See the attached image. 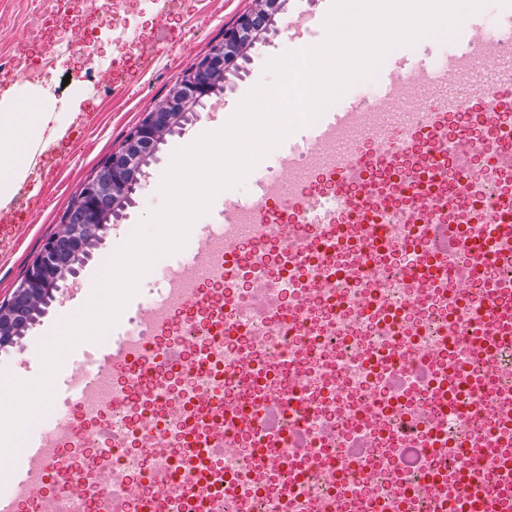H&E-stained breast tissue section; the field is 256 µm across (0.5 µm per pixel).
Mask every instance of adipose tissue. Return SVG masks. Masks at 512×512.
I'll list each match as a JSON object with an SVG mask.
<instances>
[{
  "label": "adipose tissue",
  "instance_id": "adipose-tissue-1",
  "mask_svg": "<svg viewBox=\"0 0 512 512\" xmlns=\"http://www.w3.org/2000/svg\"><path fill=\"white\" fill-rule=\"evenodd\" d=\"M41 96L28 97L24 108H17L12 90L0 94V209L7 205L15 183L24 177L15 167L16 156L29 151L41 137L50 120Z\"/></svg>",
  "mask_w": 512,
  "mask_h": 512
}]
</instances>
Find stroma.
<instances>
[{"mask_svg":"<svg viewBox=\"0 0 512 512\" xmlns=\"http://www.w3.org/2000/svg\"><path fill=\"white\" fill-rule=\"evenodd\" d=\"M327 3L328 0H286L255 48L237 59L235 67L227 72L223 91L197 108L182 129L166 137L131 202L113 218L109 235L91 250L80 267L78 279L85 285L83 292L62 289L25 336L12 347L0 350V385L16 377L15 367L23 360L30 362L33 374H40L42 344L87 302L102 272L101 259L114 254L126 242L128 229L161 204L159 185L172 152L201 135L212 121L215 105L233 110L257 84L270 83L273 76L265 69L267 60L296 47L295 41L286 37L291 17L307 13L321 19ZM252 6L253 0H168V16L161 24L153 0H131V19L137 35L134 45H114L105 37L96 43L91 58H53L43 75L42 87L67 132L57 142L35 146L23 159L26 177L8 207L0 209V300L10 296L45 240L59 230L71 197L121 147L144 113L165 100L183 70L222 43L225 29ZM60 34L76 41L81 29L60 19L43 23L31 0H0V57L12 56L18 48L27 51L17 66L0 71V88H22L25 71L43 57L44 42ZM446 44V39L428 37L415 46L393 49L377 77L365 81V88L379 87L383 76L399 61L431 59Z\"/></svg>","mask_w":512,"mask_h":512,"instance_id":"1","label":"stroma"}]
</instances>
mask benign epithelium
<instances>
[{
    "instance_id": "obj_1",
    "label": "benign epithelium",
    "mask_w": 512,
    "mask_h": 512,
    "mask_svg": "<svg viewBox=\"0 0 512 512\" xmlns=\"http://www.w3.org/2000/svg\"><path fill=\"white\" fill-rule=\"evenodd\" d=\"M282 0H255L254 7L224 31V43L215 46L200 62L174 81L167 98L145 114L121 148L112 152L97 177L77 192L80 218L65 214L58 233L48 238L37 258L27 267L23 280L11 296L0 302V348L13 344L20 329L29 328L28 308L55 297L61 284L77 274L88 258L87 246L100 242L112 227L117 205L135 191L137 176L162 135V111L177 112L198 104L222 89L226 72L235 59L255 44V28L267 14L277 13Z\"/></svg>"
}]
</instances>
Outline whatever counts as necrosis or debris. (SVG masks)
<instances>
[{"instance_id":"obj_1","label":"necrosis or debris","mask_w":512,"mask_h":512,"mask_svg":"<svg viewBox=\"0 0 512 512\" xmlns=\"http://www.w3.org/2000/svg\"><path fill=\"white\" fill-rule=\"evenodd\" d=\"M35 7L86 30L79 44L58 39L57 54H88L104 33L134 38L112 9L85 0ZM446 110L458 124L415 145L398 127L362 139L358 155L378 149L382 159L359 180L310 191L331 207L330 222L297 209L265 216L276 238L242 227L229 260L211 240V264L165 326H136L146 349L180 343L181 366L105 380L59 443L67 476L56 482L57 512H100L104 473L122 512H472L469 472L512 457V412L500 409L512 398V238L496 225L512 221V163L501 161L512 156V83L485 101L480 120L459 102ZM463 145L466 180L456 166ZM436 223L463 225L482 245L467 284L450 273L413 277ZM292 236L303 253L288 264ZM422 364L430 379L418 376ZM279 394L294 403L270 449L261 418ZM216 398L248 426L209 453L192 413ZM297 427L308 436L300 456L289 450ZM204 473V492L186 491L188 476Z\"/></svg>"}]
</instances>
